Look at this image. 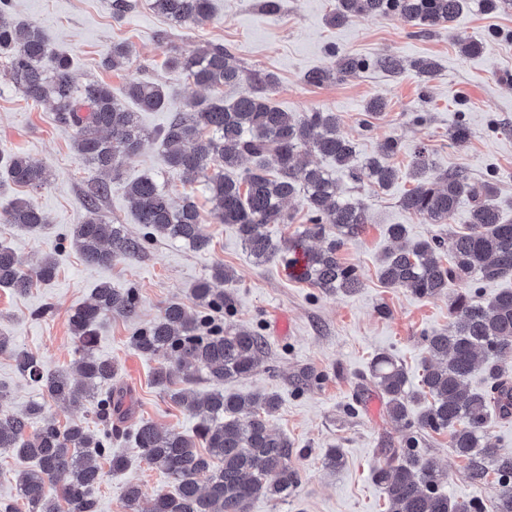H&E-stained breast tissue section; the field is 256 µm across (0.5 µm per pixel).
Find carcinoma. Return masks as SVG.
<instances>
[{
  "label": "carcinoma",
  "mask_w": 512,
  "mask_h": 512,
  "mask_svg": "<svg viewBox=\"0 0 512 512\" xmlns=\"http://www.w3.org/2000/svg\"><path fill=\"white\" fill-rule=\"evenodd\" d=\"M467 0H336L328 15L331 26L345 24L352 15L395 13L422 31L453 21ZM12 0H0V58L7 59L10 79L26 99L45 103L56 119L71 127L73 147L92 169L112 180L120 179L124 160L146 142L159 144L169 171L203 178L212 212L221 224L234 227L256 263L279 262L326 294H351L363 286L357 267L341 261L339 252L358 238L367 224L362 205L346 197L336 177L318 166L300 161L302 150L327 156L355 182L380 188L392 185L400 170L392 164L400 149L389 138L372 156L361 157L354 143L340 133L334 112H285L273 105L269 92L277 83L272 73H254L252 89L231 103L219 91L240 83L244 69L221 43L184 52L170 49L167 67L185 75L211 97H199L165 126L150 131L136 112L118 103L110 88L83 82L74 74L69 55L51 45L34 22H9ZM151 7L178 25H198L212 17V0H151ZM132 50L114 44L102 57L106 69L132 63ZM371 66L394 73L400 62L385 55L371 62L356 55H341L336 71L307 73L306 83L322 85L341 80ZM128 97L142 112H157L166 104L162 85L131 80ZM5 174L12 183L40 189L47 184L46 168L19 153L0 151ZM429 166L425 148L415 151V185L400 200L404 211L431 224H446L462 198L472 201L467 231L450 238L407 239L404 224H391L387 234L396 243L384 255L380 279L390 288H403L423 297L448 296V329L424 336L421 384L409 387L404 368L389 354L372 361L369 376L385 398L388 418L408 430L404 439L387 442L372 478L386 494L387 512H512V455H503L486 440L484 428L495 415L512 416V375L498 359L512 354V289L490 298L461 286L512 276V220L493 203L494 180L473 182L461 170L447 171L435 181L418 178ZM109 184L91 182L85 217L73 228V240L84 262L108 266L138 257L160 239L179 241L195 250L209 246L199 224L194 201L174 204L157 180L146 175L125 185V195L141 232L128 234L100 214L99 201ZM300 198L307 222L294 236L273 240L268 224H290L288 203ZM7 224L36 233L48 223L45 214L18 198L3 212ZM56 262L48 255L26 270L11 248L0 245V287L23 292L33 281L54 278ZM235 273L222 263L193 288L200 311L190 313L178 302L168 303L149 325L132 337L140 354L159 361L155 384L176 404L198 419L186 434L160 431L143 422L132 433L142 459L161 470L176 493H156L148 512H250L260 497L288 498L299 484L291 465L288 438L271 432L269 417L278 398L267 393L226 395L222 391L202 398L188 396V386L201 376L222 384L250 376L259 366L267 341L256 331L230 324H212L214 315L233 313L234 299L220 285ZM139 295L133 288H114L103 282L91 302L76 307L69 324L77 355L79 377L45 367L42 360L17 349L0 335V354H10L18 373L40 384L47 396L94 414L98 427L81 422L60 427L45 414V406L30 403L21 413L0 411V452L36 460V468L21 472L19 493L28 512H95L93 489L103 476L102 463L114 471L127 461L112 454V423L124 419L132 405L116 383L112 363L96 356L95 328L102 315L134 317ZM173 356L177 366L165 360ZM487 365L488 382L477 391L470 387L474 371ZM102 384L104 391L98 390ZM424 402L413 415L409 406ZM449 434V447L467 462L476 496L459 502L440 490L446 474L419 452L418 434ZM498 483L490 503L482 495L489 471Z\"/></svg>",
  "instance_id": "carcinoma-1"
}]
</instances>
